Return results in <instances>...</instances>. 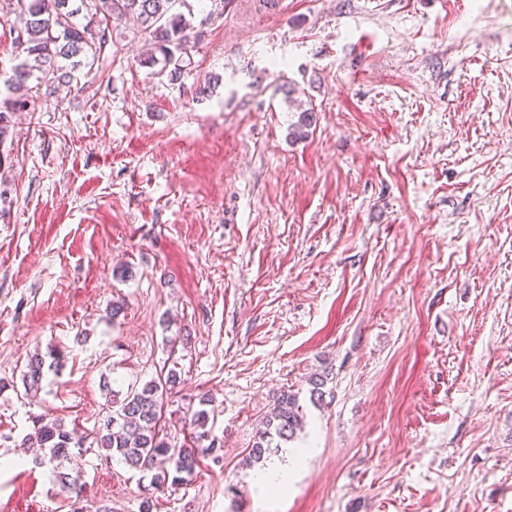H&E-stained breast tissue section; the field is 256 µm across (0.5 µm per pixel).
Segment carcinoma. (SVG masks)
<instances>
[{"mask_svg":"<svg viewBox=\"0 0 512 512\" xmlns=\"http://www.w3.org/2000/svg\"><path fill=\"white\" fill-rule=\"evenodd\" d=\"M72 0H0L15 5L23 16V26L13 37L17 57L21 58L7 80L11 93L28 87L31 79L47 87L70 84L81 67L93 66L104 38H86L74 23L79 9L69 8ZM93 15L109 23L122 21L144 35L153 52L142 60L148 68L160 66L158 73L168 74L177 82L184 72V58L196 42L199 27L194 24V6L190 0H82ZM0 145L9 133V115L30 107L27 99L7 98L0 103ZM61 352L54 346L47 352L33 354L26 364L22 381L26 394L34 397L41 389L45 374L59 369ZM329 373H315L309 379L310 399L320 403L326 396ZM180 384V376L171 369L166 377L150 380L134 388L120 402L111 400L96 434V444L112 453L125 466L150 477L149 487L158 490L170 484H185L195 472L197 458L193 449L177 445L162 434L160 421L166 396ZM210 399L199 400L200 409L193 412L190 425L200 428L197 441L208 440L205 430ZM303 407L298 394L283 391L267 416L264 429L258 431L251 455L262 459L271 449L291 441L303 427ZM25 443L35 449V464L48 468L64 491H82L81 474L72 467L78 448L93 451L74 441L72 432L58 418L32 416V431Z\"/></svg>","mask_w":512,"mask_h":512,"instance_id":"1","label":"carcinoma"}]
</instances>
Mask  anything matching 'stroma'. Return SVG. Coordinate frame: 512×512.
Returning <instances> with one entry per match:
<instances>
[{
	"mask_svg": "<svg viewBox=\"0 0 512 512\" xmlns=\"http://www.w3.org/2000/svg\"><path fill=\"white\" fill-rule=\"evenodd\" d=\"M78 22L98 61L0 145V512H139L104 449L76 496L22 439L165 367L162 426L210 395L220 451L153 512H512V0H232L176 84ZM288 389L305 429L253 461ZM63 355L54 346H47V352L33 354L26 364V371L22 375V381L27 395L36 397L41 389L45 374L49 371L56 372L59 369ZM47 358L50 362H47Z\"/></svg>",
	"mask_w": 512,
	"mask_h": 512,
	"instance_id": "obj_1",
	"label": "stroma"
}]
</instances>
